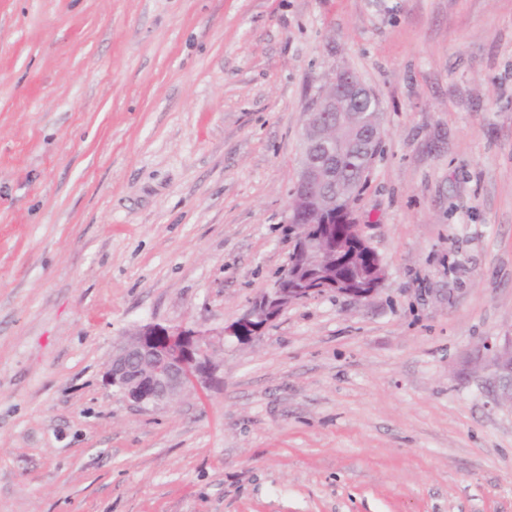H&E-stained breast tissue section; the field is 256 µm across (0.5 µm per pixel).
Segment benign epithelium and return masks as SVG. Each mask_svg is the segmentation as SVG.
<instances>
[{
  "label": "benign epithelium",
  "mask_w": 512,
  "mask_h": 512,
  "mask_svg": "<svg viewBox=\"0 0 512 512\" xmlns=\"http://www.w3.org/2000/svg\"><path fill=\"white\" fill-rule=\"evenodd\" d=\"M366 101L374 103L376 96L348 70L333 73L312 100L304 114L301 161L288 198V220L296 225L286 266L288 285L275 283L217 335L245 343L292 303L335 292L368 299L383 283L386 268L379 258L358 279L341 271V265L352 259L348 250L370 248L353 212L336 210L334 193L338 162L353 141L361 137L377 150L383 140L381 121L366 124L359 117ZM211 336L186 325L146 324L113 351L108 382L139 407L171 402L187 388L213 380ZM496 366L511 397L512 337L498 349Z\"/></svg>",
  "instance_id": "1"
}]
</instances>
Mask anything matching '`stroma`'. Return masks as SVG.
<instances>
[{"label": "stroma", "instance_id": "stroma-1", "mask_svg": "<svg viewBox=\"0 0 512 512\" xmlns=\"http://www.w3.org/2000/svg\"><path fill=\"white\" fill-rule=\"evenodd\" d=\"M343 69L387 276L221 339ZM148 323L213 331L214 381L109 385ZM509 336L512 0H0V512H512ZM496 366L500 371V378L507 388L508 398L512 396V336L505 340L503 347L498 349Z\"/></svg>", "mask_w": 512, "mask_h": 512}]
</instances>
